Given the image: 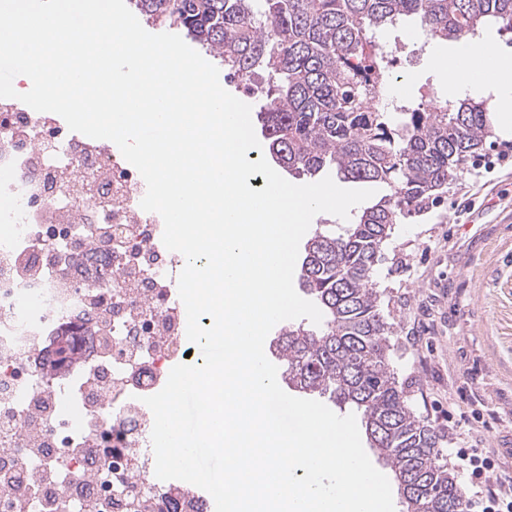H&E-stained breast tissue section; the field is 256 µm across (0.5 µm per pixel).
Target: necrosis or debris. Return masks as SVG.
I'll list each match as a JSON object with an SVG mask.
<instances>
[{
	"instance_id": "obj_1",
	"label": "necrosis or debris",
	"mask_w": 512,
	"mask_h": 512,
	"mask_svg": "<svg viewBox=\"0 0 512 512\" xmlns=\"http://www.w3.org/2000/svg\"><path fill=\"white\" fill-rule=\"evenodd\" d=\"M145 192L105 141L0 98V477L25 479L0 512H209L197 486L155 475L143 399L185 359L168 272L186 259ZM69 329L76 359L45 382L48 345Z\"/></svg>"
}]
</instances>
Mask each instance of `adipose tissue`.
<instances>
[{"mask_svg": "<svg viewBox=\"0 0 512 512\" xmlns=\"http://www.w3.org/2000/svg\"><path fill=\"white\" fill-rule=\"evenodd\" d=\"M483 51L488 52L494 71V78L488 88L494 94V102L502 112L504 122L512 123V55L501 52L491 42L467 40L449 49L445 60L448 92L455 95L465 91V84L458 79V65L463 59Z\"/></svg>", "mask_w": 512, "mask_h": 512, "instance_id": "obj_1", "label": "adipose tissue"}]
</instances>
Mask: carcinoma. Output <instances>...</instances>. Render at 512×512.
<instances>
[{"instance_id":"cac0c4a2","label":"carcinoma","mask_w":512,"mask_h":512,"mask_svg":"<svg viewBox=\"0 0 512 512\" xmlns=\"http://www.w3.org/2000/svg\"><path fill=\"white\" fill-rule=\"evenodd\" d=\"M155 21L186 30L253 87L264 148L289 172L332 169L390 193L335 231L304 245L299 285L326 314L320 329L285 327L273 343L285 383L354 405L371 448L397 481L425 477L406 512L466 504L441 436L408 405L391 366L397 329L379 307L376 266L393 226L427 213L467 161L494 137L487 106L469 99L407 110L384 98L391 54L369 31L411 20L443 40L486 24L512 35V0H133Z\"/></svg>"}]
</instances>
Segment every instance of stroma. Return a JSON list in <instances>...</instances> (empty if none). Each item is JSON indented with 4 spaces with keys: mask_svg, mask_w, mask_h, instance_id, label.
I'll return each mask as SVG.
<instances>
[{
    "mask_svg": "<svg viewBox=\"0 0 512 512\" xmlns=\"http://www.w3.org/2000/svg\"><path fill=\"white\" fill-rule=\"evenodd\" d=\"M415 30L378 34L396 55L390 85L405 105L448 96L437 59L449 43ZM375 282L416 415L443 441L451 424H469L512 454V130L496 129L431 212L394 226Z\"/></svg>",
    "mask_w": 512,
    "mask_h": 512,
    "instance_id": "obj_1",
    "label": "stroma"
}]
</instances>
